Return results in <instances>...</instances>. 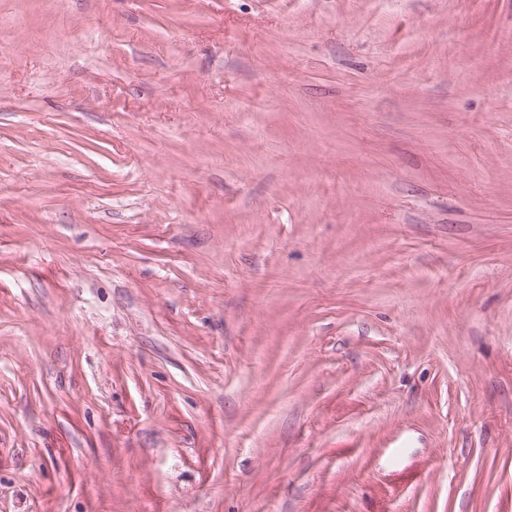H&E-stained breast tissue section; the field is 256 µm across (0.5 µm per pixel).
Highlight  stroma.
Instances as JSON below:
<instances>
[{
    "instance_id": "obj_1",
    "label": "stroma",
    "mask_w": 512,
    "mask_h": 512,
    "mask_svg": "<svg viewBox=\"0 0 512 512\" xmlns=\"http://www.w3.org/2000/svg\"><path fill=\"white\" fill-rule=\"evenodd\" d=\"M0 512H512V0H0Z\"/></svg>"
}]
</instances>
